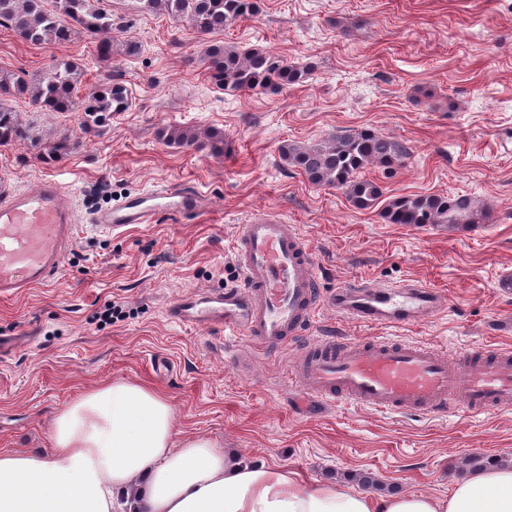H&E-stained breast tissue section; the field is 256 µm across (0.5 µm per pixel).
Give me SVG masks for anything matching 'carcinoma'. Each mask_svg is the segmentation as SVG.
Here are the masks:
<instances>
[{
    "mask_svg": "<svg viewBox=\"0 0 512 512\" xmlns=\"http://www.w3.org/2000/svg\"><path fill=\"white\" fill-rule=\"evenodd\" d=\"M0 0V26L7 25L33 43H64L80 31L93 39L97 56L107 61L112 56L108 34L124 27V17L99 7L101 0ZM140 12L164 11L206 35L255 15L258 0H130ZM203 63L211 79L232 90H276L297 84L305 76L300 67L264 50L240 51L220 43L210 44ZM82 72L69 58L62 57L52 67L31 80L0 71V143L22 138L26 131L9 101L26 96L41 112H70L75 106ZM129 90L120 82H106L84 98L86 120L96 125L112 118V113L128 107ZM165 141L182 148L208 147L211 154L224 152V134L213 132L203 145L187 131H173ZM284 161L298 168L316 186H331L344 193L357 208L373 207L383 196L382 187L361 177L363 169L373 166L390 174L404 166L409 157L402 143L373 132L361 130L336 133L321 144L310 147L284 145ZM389 224H483L488 216L470 197L461 195H414L391 198L382 210Z\"/></svg>",
    "mask_w": 512,
    "mask_h": 512,
    "instance_id": "obj_1",
    "label": "carcinoma"
}]
</instances>
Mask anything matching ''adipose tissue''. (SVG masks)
<instances>
[{
	"mask_svg": "<svg viewBox=\"0 0 512 512\" xmlns=\"http://www.w3.org/2000/svg\"><path fill=\"white\" fill-rule=\"evenodd\" d=\"M0 512H512V465L472 471L445 497L308 485L288 467L177 439L166 398L115 381L58 413L48 451L0 452Z\"/></svg>",
	"mask_w": 512,
	"mask_h": 512,
	"instance_id": "obj_1",
	"label": "adipose tissue"
}]
</instances>
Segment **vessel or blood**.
I'll return each instance as SVG.
<instances>
[{
  "mask_svg": "<svg viewBox=\"0 0 512 512\" xmlns=\"http://www.w3.org/2000/svg\"><path fill=\"white\" fill-rule=\"evenodd\" d=\"M205 197L184 186L132 193L93 214L94 226L118 235L162 216L186 220L204 211ZM76 227L53 178L35 190L0 187V297L51 283L59 274ZM234 257L239 286L186 293L169 317L202 328L220 327L265 349L287 347L310 331L318 306L312 250L296 225L259 217L238 225ZM337 313L363 323L405 326L444 312V293L409 278L378 287L357 279L328 299ZM289 385L325 402L349 403L384 414L444 418L512 411V349L475 345L448 358L430 345L389 338L322 336L297 352Z\"/></svg>",
  "mask_w": 512,
  "mask_h": 512,
  "instance_id": "b4317fda",
  "label": "vessel or blood"
}]
</instances>
